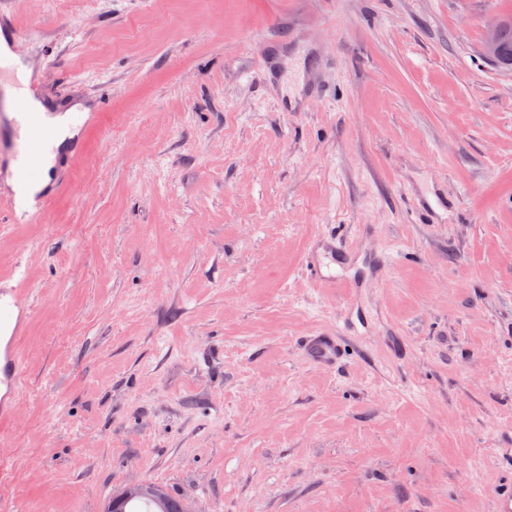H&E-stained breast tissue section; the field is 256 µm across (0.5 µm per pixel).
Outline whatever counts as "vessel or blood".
Returning a JSON list of instances; mask_svg holds the SVG:
<instances>
[{"instance_id": "b4317fda", "label": "vessel or blood", "mask_w": 512, "mask_h": 512, "mask_svg": "<svg viewBox=\"0 0 512 512\" xmlns=\"http://www.w3.org/2000/svg\"><path fill=\"white\" fill-rule=\"evenodd\" d=\"M23 36L15 23L13 11L0 2V60L9 59L12 68L27 67L20 53ZM38 80H30L23 95L11 101L0 99V196L6 197L11 210L32 218L50 199L58 178L75 168L82 146L70 142L54 147L56 128L36 116L33 106L41 101ZM11 301L12 307L0 311V390L9 399L0 409V421L12 422L15 401L22 385V373L16 342L30 308L13 288L0 289V301ZM308 353L316 363L327 365L342 352V339L334 334L311 337Z\"/></svg>"}]
</instances>
